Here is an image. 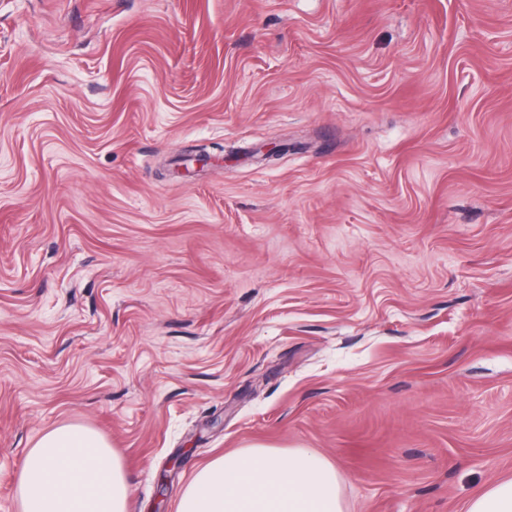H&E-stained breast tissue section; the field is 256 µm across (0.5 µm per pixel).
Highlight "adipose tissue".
I'll use <instances>...</instances> for the list:
<instances>
[{
  "label": "adipose tissue",
  "instance_id": "ef3b65f1",
  "mask_svg": "<svg viewBox=\"0 0 512 512\" xmlns=\"http://www.w3.org/2000/svg\"><path fill=\"white\" fill-rule=\"evenodd\" d=\"M20 512H130L121 458L93 429L63 424L43 432L25 456ZM178 512H345L340 475L312 452L282 458L253 445L201 467Z\"/></svg>",
  "mask_w": 512,
  "mask_h": 512
}]
</instances>
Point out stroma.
I'll return each mask as SVG.
<instances>
[{
  "instance_id": "35a3bbf8",
  "label": "stroma",
  "mask_w": 512,
  "mask_h": 512,
  "mask_svg": "<svg viewBox=\"0 0 512 512\" xmlns=\"http://www.w3.org/2000/svg\"><path fill=\"white\" fill-rule=\"evenodd\" d=\"M64 423L134 512L251 445L347 512L511 479L512 0H0V512Z\"/></svg>"
}]
</instances>
